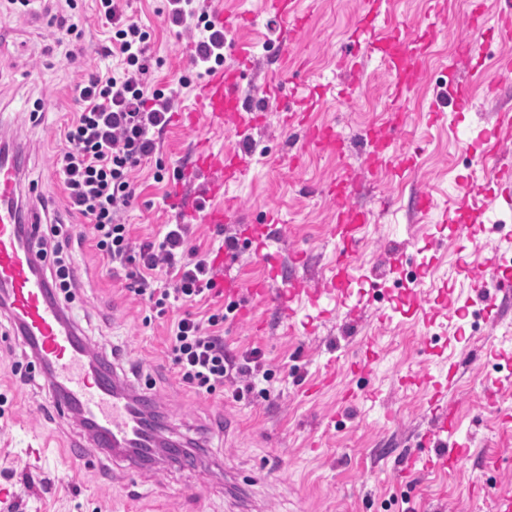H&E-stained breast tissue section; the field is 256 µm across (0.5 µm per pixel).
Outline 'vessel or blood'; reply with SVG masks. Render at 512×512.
I'll return each mask as SVG.
<instances>
[{
	"mask_svg": "<svg viewBox=\"0 0 512 512\" xmlns=\"http://www.w3.org/2000/svg\"><path fill=\"white\" fill-rule=\"evenodd\" d=\"M266 8L287 29L290 37H297L308 23L307 16L298 8V0H267ZM481 8H474L468 19V36L458 38L461 56H484L489 38L502 42L512 41V12L501 14L491 32H484ZM440 29L431 26L408 45L400 30L394 29L381 37L373 36L371 25L358 24L354 31L353 51H341L338 66L353 67L359 52L383 50L387 68L403 72L414 71L424 57L431 39L438 37ZM238 65L232 70H221L203 81L197 92L198 112L214 116L226 112H256L259 100H246L240 95L242 77L251 66L247 47L236 49ZM448 100L453 112L463 114L472 106L470 87L460 81L448 87ZM512 127V112L498 113L494 126L480 130L475 141L487 150L499 146L501 128ZM306 141L317 147L342 148L343 143L330 126L306 128ZM194 172L212 175L213 187L242 180L249 171L244 155L232 151L224 159H216L206 141H199L195 151ZM22 168L17 156L0 155V312L9 315L13 333L19 336L33 355L34 366L51 393L56 418L70 419L85 424L82 439L70 444L64 452V461L77 470L93 462L106 451L126 450L130 467H137L155 457V432L145 421L146 414L156 404L155 395L131 389L116 373L97 368L90 353L87 338L66 317L56 298L51 294L43 276L45 260L38 252L37 242L42 235L40 213L36 204L21 207L18 191ZM497 190L485 195L483 206L477 207L476 216H483L488 206L497 201H512V168L502 167L496 178ZM336 224L331 230L338 251L336 265L326 283L325 292L346 294L353 279L355 255L364 241L365 224L372 213L354 208L351 194L340 189L335 194ZM247 246L258 256L264 270L262 278L250 288L251 296L261 302L290 308L297 302L305 303L317 317L328 316L322 301L323 292L301 288L285 278L283 260L279 253L268 251L261 235L247 240ZM501 265L497 246H487L478 266L479 276L497 280L495 291H479L476 303L485 308L507 306L512 303V283L499 277ZM433 402L437 408L430 427L420 440L419 448L410 450L406 466L416 461L439 471L447 470L468 456L469 450L460 442L457 419L450 398L454 393L453 377L431 378Z\"/></svg>",
	"mask_w": 512,
	"mask_h": 512,
	"instance_id": "1",
	"label": "vessel or blood"
}]
</instances>
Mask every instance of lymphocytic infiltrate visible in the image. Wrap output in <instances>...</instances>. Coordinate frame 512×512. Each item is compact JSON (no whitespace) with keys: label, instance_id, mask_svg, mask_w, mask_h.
<instances>
[{"label":"lymphocytic infiltrate","instance_id":"f902f5d3","mask_svg":"<svg viewBox=\"0 0 512 512\" xmlns=\"http://www.w3.org/2000/svg\"><path fill=\"white\" fill-rule=\"evenodd\" d=\"M99 2L111 26L104 54L116 64L84 74L76 87L79 110L63 129L55 159L64 210L82 215L90 231L75 233L73 225L65 222L63 210L43 204L39 247L53 259L47 280L56 288L59 301L68 303L80 282L72 249L90 245L112 275L128 280L132 296L161 312L181 308L168 336L179 380L203 396L215 394L231 381L235 384L232 399L241 400L259 381V353L232 358L224 347V312L202 320L192 311L216 287L210 252L190 245V225H164L155 237L139 243L130 225L122 221L136 197L133 173L156 155L173 104L146 78L149 33L120 13L115 0ZM167 12L172 26L193 29L195 65H223L224 32L208 20L199 0H168ZM167 276L174 278V287L165 286Z\"/></svg>","mask_w":512,"mask_h":512}]
</instances>
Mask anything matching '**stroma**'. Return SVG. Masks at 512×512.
<instances>
[{"mask_svg": "<svg viewBox=\"0 0 512 512\" xmlns=\"http://www.w3.org/2000/svg\"><path fill=\"white\" fill-rule=\"evenodd\" d=\"M372 0H300L309 19L293 47L276 51L282 24L265 9L264 0H204L209 15L231 19L245 14L247 26L226 27L231 47L225 66L235 63L233 47L248 44L253 68L241 82L243 96H254L270 73H280L278 92L263 103L259 121L238 132L233 118L223 125L200 113L197 129L171 123L161 136L163 182H155L152 164L135 174L136 198L124 215L136 240L153 238L161 225L178 221L171 205L175 171L193 160L198 137H206L214 154L240 150L251 161L247 177L206 197L203 180L185 186L186 194L205 207L232 202L234 215L221 224L196 222L190 242L200 248L221 245L240 235L244 225L263 222L264 207L275 208L278 223L266 226V241L285 260L289 279L310 288L323 285L336 260L333 188L352 182L355 205L373 210L365 242L353 271V292L331 316L309 321V311L294 305L285 312L257 302L253 307L261 330L238 314L224 323L229 353L259 351L270 379L267 395L251 394L239 402L220 395L199 396L180 383L168 356V328L176 310L151 315L146 303L132 298L125 281L107 273L90 247L74 251L83 284L67 305L70 317L84 327L93 346L122 345L127 359L141 363L142 387L159 396L165 415L181 432L208 438L207 460L187 471L168 464L140 475L109 456L69 471L36 459L31 449L39 437L59 444L77 437L70 423L46 416L42 387L24 386L11 372L14 338L0 340V393L8 402L0 410V512H495L494 500L512 493V340L503 337L512 324V308L480 316V331L466 320L436 316L441 295L467 297L485 280L467 277L476 266L485 232L462 242L441 223L443 212L458 210L460 180L468 176L476 155L469 152L452 120L430 122L431 104L443 102L449 78L473 86V107L464 123L473 129L491 126L499 107L512 106V75L498 97L485 93V82L499 55H512V44L492 42L485 59L456 63L446 71L448 37L431 45L428 56L410 76V91L393 100L394 76L380 56L366 54L358 71L336 65L337 50L348 41L356 21ZM48 0H0V139L11 138L29 155L25 186L31 196L62 202L63 191L54 159L59 132L76 109L75 88L87 70L103 65L100 55L104 24L95 0H78L77 35L57 27ZM126 15L150 34L147 77L174 99L176 112L195 105L201 77L193 66L192 38L170 25L164 0H119ZM383 20L416 39L435 22L432 0H382ZM80 45L77 59L67 58ZM191 77L192 87L179 83ZM325 92L314 95L315 87ZM349 89L340 100V89ZM309 97L307 119L333 125L342 152L303 148L299 134L283 126L286 108ZM403 114L402 134L385 140L389 112ZM400 150L413 157L410 168L394 174L373 160ZM428 188L438 205L427 217L413 211L416 190ZM391 206L380 209L381 199ZM428 258L427 293L416 306L407 288L394 287L396 272L380 277L388 290L384 301L361 294L362 279L384 261ZM312 322L305 331L304 322ZM369 363L366 374L354 373ZM458 366L454 402L459 434L471 454L448 472L428 471L416 462L413 474L399 479L409 448L419 441L431 415L430 392L418 379L423 373H447ZM488 376L501 387L495 404L484 399L480 383Z\"/></svg>", "mask_w": 512, "mask_h": 512, "instance_id": "35a3bbf8", "label": "stroma"}]
</instances>
